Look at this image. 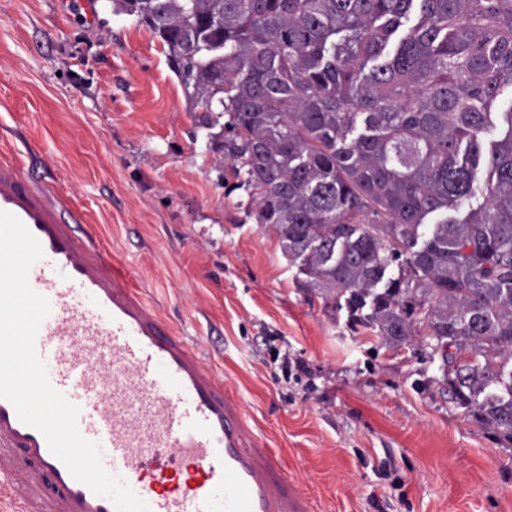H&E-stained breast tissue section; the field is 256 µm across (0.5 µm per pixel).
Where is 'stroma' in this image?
<instances>
[{
	"label": "stroma",
	"instance_id": "stroma-1",
	"mask_svg": "<svg viewBox=\"0 0 512 512\" xmlns=\"http://www.w3.org/2000/svg\"><path fill=\"white\" fill-rule=\"evenodd\" d=\"M228 119L190 110L115 0H0L9 148L98 226L315 512H512V443L450 398L425 337L389 345L307 287L216 148Z\"/></svg>",
	"mask_w": 512,
	"mask_h": 512
}]
</instances>
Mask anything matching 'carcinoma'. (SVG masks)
Masks as SVG:
<instances>
[{
    "label": "carcinoma",
    "mask_w": 512,
    "mask_h": 512,
    "mask_svg": "<svg viewBox=\"0 0 512 512\" xmlns=\"http://www.w3.org/2000/svg\"><path fill=\"white\" fill-rule=\"evenodd\" d=\"M167 47L218 149L308 286L401 344L455 348L452 398L512 441V0H122ZM419 14L396 49L391 34ZM491 168L487 200L475 195ZM439 213L420 240L422 220Z\"/></svg>",
    "instance_id": "carcinoma-1"
}]
</instances>
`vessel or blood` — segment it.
<instances>
[{
	"label": "vessel or blood",
	"instance_id": "1",
	"mask_svg": "<svg viewBox=\"0 0 512 512\" xmlns=\"http://www.w3.org/2000/svg\"><path fill=\"white\" fill-rule=\"evenodd\" d=\"M0 210L38 239L31 288L50 313L35 349L50 384L78 406L81 435L150 512H313L272 449L185 334L96 225L46 180L0 156ZM224 502L216 504L215 491ZM9 512H116L76 480L44 436L0 398V505Z\"/></svg>",
	"mask_w": 512,
	"mask_h": 512
}]
</instances>
